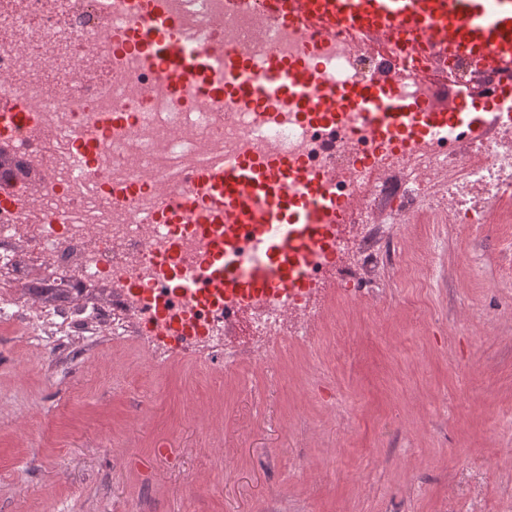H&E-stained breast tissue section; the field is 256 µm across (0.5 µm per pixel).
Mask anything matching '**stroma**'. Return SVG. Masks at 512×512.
<instances>
[{
	"label": "stroma",
	"instance_id": "1",
	"mask_svg": "<svg viewBox=\"0 0 512 512\" xmlns=\"http://www.w3.org/2000/svg\"><path fill=\"white\" fill-rule=\"evenodd\" d=\"M339 329L228 376L0 328V512H512V224L396 229Z\"/></svg>",
	"mask_w": 512,
	"mask_h": 512
}]
</instances>
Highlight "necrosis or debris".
<instances>
[{
  "label": "necrosis or debris",
  "instance_id": "necrosis-or-debris-1",
  "mask_svg": "<svg viewBox=\"0 0 512 512\" xmlns=\"http://www.w3.org/2000/svg\"><path fill=\"white\" fill-rule=\"evenodd\" d=\"M148 0H0V99L20 97L38 107L37 136L14 133L12 168L38 172L39 180L17 207L0 208V269L12 285L0 289V327L46 338L55 356L80 338L132 339L155 360L190 356L201 365L223 360L267 358L288 343L309 342L312 324L324 320L336 293L365 287L374 268L398 256L394 224H411L428 213L435 224H512V99L495 97L507 68L446 58L435 45L390 42L376 52L377 36L342 26L312 37L295 24H272L269 0L229 14L225 0H166L168 11L201 47L224 36L226 60L247 59L263 69L267 57L310 55L321 82L358 84L386 77L408 102L438 112L453 109L455 97L478 93L494 105L482 129L464 123L404 150L381 146L361 116L345 112L333 126L294 120L292 103L269 116L188 88L173 95L158 72L137 61L100 83L103 51L123 44L127 24L143 19ZM102 52L85 55V42ZM123 112L125 126L97 129L98 116ZM232 113L219 124L215 113ZM94 137L103 145L102 163L85 180L75 177L72 144ZM277 143L312 169L335 175L333 189L343 205L332 251L312 259L323 282V305L310 292L286 288L263 296L240 295L223 302L183 301L175 317L149 321L134 284L155 276V259L168 232L153 223L150 190L125 199L113 184L145 177L172 187L186 184L196 167L222 161L241 150L261 152ZM371 154L369 167H359ZM52 279L89 287L107 284V302L57 308L17 296L36 269Z\"/></svg>",
  "mask_w": 512,
  "mask_h": 512
}]
</instances>
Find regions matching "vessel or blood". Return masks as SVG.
<instances>
[{
	"label": "vessel or blood",
	"mask_w": 512,
	"mask_h": 512,
	"mask_svg": "<svg viewBox=\"0 0 512 512\" xmlns=\"http://www.w3.org/2000/svg\"><path fill=\"white\" fill-rule=\"evenodd\" d=\"M273 19L302 26L360 25L394 40L421 39L444 52L477 62L493 57L512 62V0H283ZM141 55L170 78L175 90L198 84L201 93L224 95L236 104L260 109L289 100L298 117L314 125L336 124L343 111L364 115L373 134L395 146L431 136L455 122L479 128L485 115L459 102L456 111L433 112L404 104L393 84L330 85L325 96L319 78L297 59L270 58L263 74L249 63L227 66L180 35L162 0H151L147 19L133 27ZM35 106L23 100L0 103V139L17 129L34 131ZM331 176L310 171L278 145L247 150L223 163L199 167L180 189L157 185L155 218L160 224L188 226L207 258L206 268L176 261L180 241H171L156 263L167 278V300L213 295L231 288H297L308 284L306 259L336 234V200ZM249 237L257 262L244 264L240 240Z\"/></svg>",
	"instance_id": "b4317fda"
}]
</instances>
